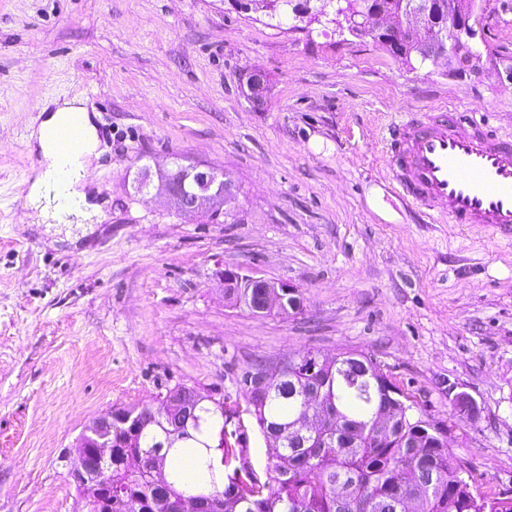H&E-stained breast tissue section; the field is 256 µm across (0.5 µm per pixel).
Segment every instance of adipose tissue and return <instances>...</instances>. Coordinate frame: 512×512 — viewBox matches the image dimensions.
I'll return each instance as SVG.
<instances>
[{
	"instance_id": "1",
	"label": "adipose tissue",
	"mask_w": 512,
	"mask_h": 512,
	"mask_svg": "<svg viewBox=\"0 0 512 512\" xmlns=\"http://www.w3.org/2000/svg\"><path fill=\"white\" fill-rule=\"evenodd\" d=\"M63 116L76 121L83 131L82 147L73 154L61 152L48 136L49 129ZM30 137L37 141L43 157L27 194L28 206L34 210L37 223L80 225L90 220L98 207L89 202L85 187L98 138L86 110L66 104L32 130Z\"/></svg>"
}]
</instances>
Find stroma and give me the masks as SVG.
<instances>
[{"label": "stroma", "instance_id": "1", "mask_svg": "<svg viewBox=\"0 0 512 512\" xmlns=\"http://www.w3.org/2000/svg\"><path fill=\"white\" fill-rule=\"evenodd\" d=\"M486 38L512 58V0ZM261 71L263 108L245 74ZM95 112V232L51 244L26 206L39 105ZM453 106L512 141V82L415 72L367 39L306 34L229 0H0V512H77L79 436L105 411L197 389L243 404V368L305 350L373 356L482 491L512 495V242L433 224L385 180L386 127ZM200 163L239 188L210 220L134 179ZM297 285L300 314L259 318L224 297V269ZM470 394L460 414L449 385ZM228 445L263 471L252 419Z\"/></svg>", "mask_w": 512, "mask_h": 512}]
</instances>
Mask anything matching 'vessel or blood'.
Listing matches in <instances>:
<instances>
[{"label": "vessel or blood", "instance_id": "obj_1", "mask_svg": "<svg viewBox=\"0 0 512 512\" xmlns=\"http://www.w3.org/2000/svg\"><path fill=\"white\" fill-rule=\"evenodd\" d=\"M384 141L386 177L410 206L512 240V144L452 111L407 115Z\"/></svg>", "mask_w": 512, "mask_h": 512}]
</instances>
